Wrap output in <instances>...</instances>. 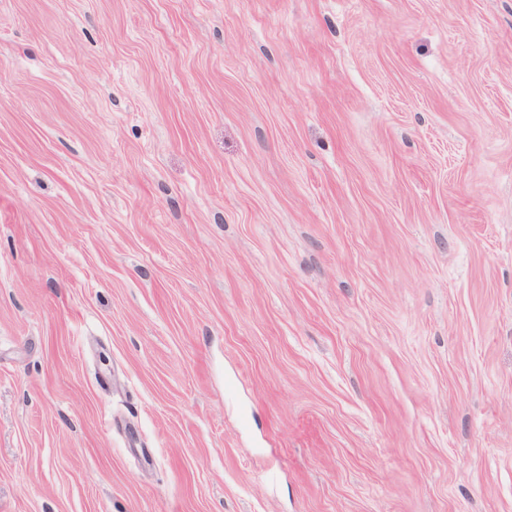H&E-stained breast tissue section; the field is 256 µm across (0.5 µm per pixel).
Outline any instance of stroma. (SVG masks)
<instances>
[{
    "label": "stroma",
    "instance_id": "stroma-1",
    "mask_svg": "<svg viewBox=\"0 0 512 512\" xmlns=\"http://www.w3.org/2000/svg\"><path fill=\"white\" fill-rule=\"evenodd\" d=\"M0 512H512V0H0Z\"/></svg>",
    "mask_w": 512,
    "mask_h": 512
}]
</instances>
